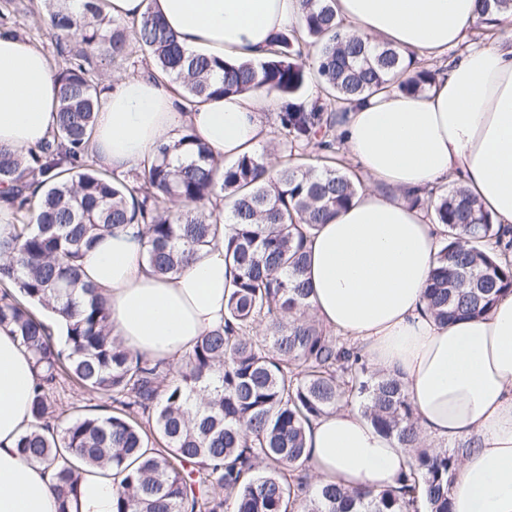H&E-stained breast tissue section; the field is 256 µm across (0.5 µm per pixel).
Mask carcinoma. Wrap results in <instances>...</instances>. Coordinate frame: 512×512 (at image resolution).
I'll return each instance as SVG.
<instances>
[{"instance_id": "carcinoma-1", "label": "carcinoma", "mask_w": 512, "mask_h": 512, "mask_svg": "<svg viewBox=\"0 0 512 512\" xmlns=\"http://www.w3.org/2000/svg\"><path fill=\"white\" fill-rule=\"evenodd\" d=\"M43 0L44 24L62 63L50 139L19 153L0 147V188L12 200L13 233L0 242V325L12 327L38 370L30 428L16 443L52 472L58 512H70L79 467L120 477L113 512H450L459 461L470 449L425 448L415 410L394 373H372L362 349L310 314L306 242L361 189L339 163L336 113L380 91L416 94L439 71L417 54L346 33L336 0H300L299 25L276 34L257 64L186 52L151 10L140 20L107 16L102 0ZM512 15V0H481ZM141 51L191 103L266 87L276 94L280 155L264 179V154L219 162L191 129L159 147L149 167L119 180L90 150L101 93L96 59ZM317 95L307 103L306 92ZM318 166L305 163L308 148ZM426 205L446 226L425 299L444 322L478 317L512 291V229L492 223L461 186ZM142 225L143 257L163 276L224 245L235 269L224 328L174 363L126 349L108 310L83 279L84 249L112 230ZM65 321L58 339L29 304ZM261 327L263 334H253ZM66 375L112 403V414H56L53 384ZM405 448L406 469L380 491L311 483L305 433L342 401Z\"/></svg>"}]
</instances>
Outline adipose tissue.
<instances>
[{
	"label": "adipose tissue",
	"mask_w": 512,
	"mask_h": 512,
	"mask_svg": "<svg viewBox=\"0 0 512 512\" xmlns=\"http://www.w3.org/2000/svg\"><path fill=\"white\" fill-rule=\"evenodd\" d=\"M149 6L187 52L238 62L263 58L274 34L300 17L299 0H105L110 16L128 22ZM336 8L352 33L421 56L458 45L479 19L478 0H336ZM104 83L91 150L118 178L184 128L224 160L253 153L269 139L277 107L264 88L190 106L150 66ZM57 93L45 53L0 35V146L23 152L48 140ZM336 133L370 187L310 238L311 311L375 367L400 375L425 440L471 441L453 512H512V294L480 317L439 322L423 293L444 227L408 200L460 185L496 223L512 227V44L469 48L421 93L353 102L338 114ZM137 230L130 224L100 238L82 259L85 277L114 336L174 362L223 326L234 272L219 247L176 276H159L142 258ZM35 382L29 354L0 327V512H57L50 473L16 449ZM306 446L318 478L349 489L394 485L406 460L403 448L351 409L314 421ZM116 486L112 468L82 467L71 512H112Z\"/></svg>",
	"instance_id": "1"
}]
</instances>
